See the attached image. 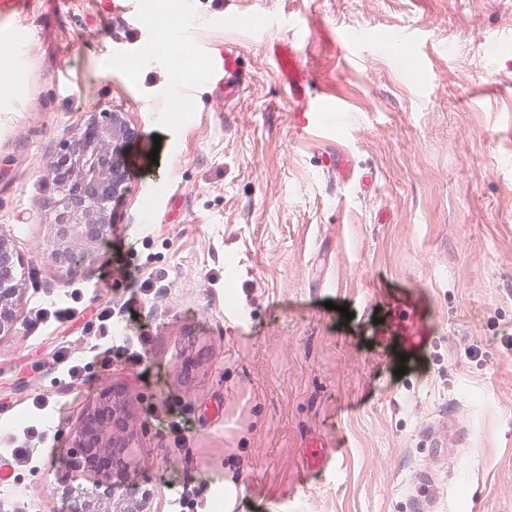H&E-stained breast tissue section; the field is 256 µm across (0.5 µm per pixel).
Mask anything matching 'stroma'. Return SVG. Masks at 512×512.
I'll return each mask as SVG.
<instances>
[{
  "instance_id": "1",
  "label": "stroma",
  "mask_w": 512,
  "mask_h": 512,
  "mask_svg": "<svg viewBox=\"0 0 512 512\" xmlns=\"http://www.w3.org/2000/svg\"><path fill=\"white\" fill-rule=\"evenodd\" d=\"M12 2L0 0L17 72L0 107V233L24 259L25 322L0 340V441L35 420L58 436L0 496L8 512H68L60 482L93 475L67 449L117 382L140 432L126 479L153 490L156 512L189 477L207 486L194 512H416L423 470L436 512H512V0H194L185 53L146 69L171 0ZM409 25L426 45L398 40ZM367 28L382 40L345 59ZM228 41L251 75L229 108L202 56ZM315 98L352 122L329 112L296 134L291 112ZM100 105L137 135L111 231L70 275L43 252L44 170ZM339 150L371 187L333 185L321 157ZM126 271L165 277L164 295L119 320L148 337L144 368L91 362L67 385L57 352L95 344L99 310L129 296ZM74 289L72 319L31 330ZM409 336L421 344L402 363ZM174 400L189 463L166 426ZM312 434L337 452L304 482Z\"/></svg>"
}]
</instances>
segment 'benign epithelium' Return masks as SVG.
I'll list each match as a JSON object with an SVG mask.
<instances>
[{
    "mask_svg": "<svg viewBox=\"0 0 512 512\" xmlns=\"http://www.w3.org/2000/svg\"><path fill=\"white\" fill-rule=\"evenodd\" d=\"M136 135L126 113L110 107L86 113L64 149L48 164L45 180L57 195L44 206V251L50 262L69 273L95 261L108 236L113 204L125 192L123 154ZM22 257L0 234V339L22 323L24 283L17 273ZM128 386L116 383L82 414L69 447L71 463L96 475L89 488L59 487L70 512H152L153 493L125 479V452L138 429L127 399ZM114 461L112 469L100 467Z\"/></svg>",
    "mask_w": 512,
    "mask_h": 512,
    "instance_id": "1",
    "label": "benign epithelium"
}]
</instances>
